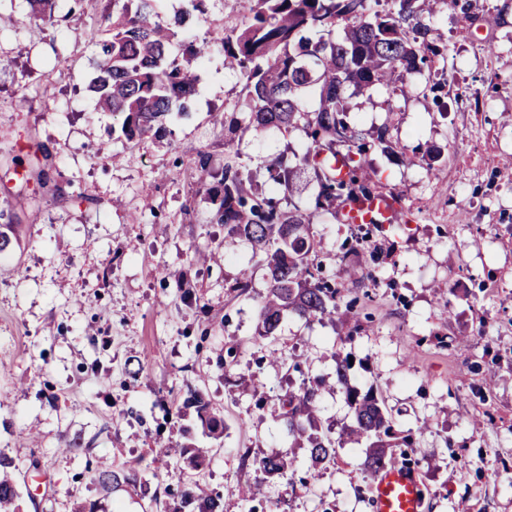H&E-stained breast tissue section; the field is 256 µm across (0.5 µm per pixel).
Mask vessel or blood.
Here are the masks:
<instances>
[{"mask_svg": "<svg viewBox=\"0 0 512 512\" xmlns=\"http://www.w3.org/2000/svg\"><path fill=\"white\" fill-rule=\"evenodd\" d=\"M395 199L385 196L364 203L362 208H347L349 222H359L361 214L392 215L398 210ZM373 512H423V494L417 475L399 463L376 472L372 484Z\"/></svg>", "mask_w": 512, "mask_h": 512, "instance_id": "vessel-or-blood-1", "label": "vessel or blood"}]
</instances>
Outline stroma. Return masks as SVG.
Returning a JSON list of instances; mask_svg holds the SVG:
<instances>
[{
  "label": "stroma",
  "instance_id": "obj_1",
  "mask_svg": "<svg viewBox=\"0 0 512 512\" xmlns=\"http://www.w3.org/2000/svg\"><path fill=\"white\" fill-rule=\"evenodd\" d=\"M470 2L462 21L431 5L447 74L415 77L414 93L378 86L349 101V125L370 145L367 175L400 196L399 213L359 232L315 217V261L342 301L333 318L290 314L260 340L267 271L212 223L194 161L202 151L223 167L231 138L256 183L280 158L301 208L316 186L294 158L303 131L224 126L242 110V78L222 44L248 0H206L180 36L212 48L189 119L134 142L109 138L113 119L88 90L112 0H62L53 28L28 21L25 0H0L15 18L0 27V220L13 227L0 256V453L19 466V512H170L169 490L194 475L223 493L224 512H248L239 487L256 480L257 512H373L363 449L337 448L309 478L307 443L280 418L284 396L307 383L320 432L352 423L338 356L353 360L350 385L411 430L393 454L418 476L424 512H512V0ZM383 125L386 147L374 141ZM33 142L50 153L44 187L14 162ZM210 250L220 263L196 261ZM243 279L241 295L232 286ZM190 387L223 422L220 438L184 406ZM158 439L203 448L199 468L159 466ZM271 452L294 458L290 479L258 471ZM102 459L136 469L137 482L103 496L90 474Z\"/></svg>",
  "mask_w": 512,
  "mask_h": 512
}]
</instances>
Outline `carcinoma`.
<instances>
[{
	"mask_svg": "<svg viewBox=\"0 0 512 512\" xmlns=\"http://www.w3.org/2000/svg\"><path fill=\"white\" fill-rule=\"evenodd\" d=\"M190 7L167 22L157 11V0H112V13L103 16L95 43L97 76L90 91L98 108L119 121V137L138 141L146 136L164 139L169 124L189 116L197 93V69L209 55L202 42L176 52L179 29L205 0H187ZM249 15L224 39V61L237 68L248 105L243 120L266 132H305L307 141L296 155L312 169L316 181L313 207L303 210L291 198L290 171L282 164L268 168L271 188L254 194L245 188L240 150L224 142V168L213 172L208 156L197 154L201 188L219 200L214 221L229 237L245 239L262 252L270 273V287L259 310L258 337L277 331L283 315L294 313L322 321L339 306L336 280L321 276L311 263L314 239L309 229L314 217L336 213L340 204H353L376 192L363 177L359 159L365 146L345 121L347 92H367L377 85L407 84L446 59L448 45L434 37L433 15L425 0H251ZM29 17L52 21L56 0H28ZM314 90L312 109L303 97ZM353 423L339 439L325 434L306 435L314 421L317 391L306 385L283 400L281 418L291 434L307 437L311 460L335 463L336 442H368L364 467L376 472L392 462L384 452L395 447L399 431L376 397L347 391ZM183 404L193 406L209 434L218 435L221 420L209 415V402L197 390H188ZM267 475L286 476L294 461L279 454L257 460ZM14 461L0 454V512H17L19 490ZM130 477L100 464L94 482L106 495ZM173 512H223L222 494L195 482L173 494Z\"/></svg>",
	"mask_w": 512,
	"mask_h": 512,
	"instance_id": "1",
	"label": "carcinoma"
}]
</instances>
